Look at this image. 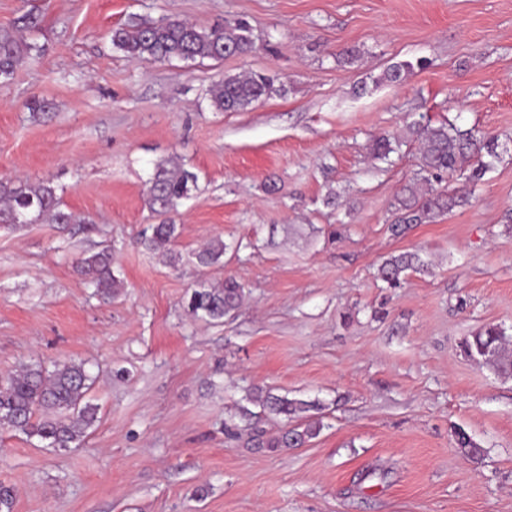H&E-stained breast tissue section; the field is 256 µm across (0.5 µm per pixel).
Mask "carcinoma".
<instances>
[{"label": "carcinoma", "mask_w": 512, "mask_h": 512, "mask_svg": "<svg viewBox=\"0 0 512 512\" xmlns=\"http://www.w3.org/2000/svg\"><path fill=\"white\" fill-rule=\"evenodd\" d=\"M112 45L127 57L137 60L195 61L222 60L253 52L255 42L247 21L238 19L224 22L222 27L199 28L179 19L153 21L139 19L112 30ZM36 46L25 43L8 31L0 32V81L14 74L19 62L31 55ZM408 61L389 67L381 80L402 83L413 71ZM275 79L265 74L226 76L212 84L208 95L212 106L220 112H243L269 97L276 88ZM424 141L419 158L420 182L406 185L396 199L395 217L391 231L400 235L411 224H425L463 206L467 197L456 191H437L432 182L443 175L459 176L476 184L494 169L500 158L497 139L474 130L424 125L417 130ZM198 175L185 168L175 158H167L155 165L149 181L146 202L151 212L165 217L175 211L179 202L197 188ZM90 224L92 220L79 217L62 208L57 189L50 182L0 183V224ZM177 237V224L165 218L150 225V233L140 238L146 249L159 252L169 262L180 260L172 245ZM224 255V242L217 239L196 254L199 265L209 266ZM424 268V261L416 253H401L385 260L379 269L381 279L390 288L401 285L402 276L410 269ZM79 270L85 279L104 298L112 297L118 281L112 273V251L105 247L79 261ZM243 297L240 284L228 278L212 286L201 283L188 302V310L195 317L220 321L235 310ZM505 331L495 325L487 326L462 342L466 356L486 363L504 350ZM94 385L81 362L55 363L52 368L41 364L28 365L19 373L0 378V429L17 431L28 438L48 442L53 448H69L85 439L98 421L97 408L87 396ZM254 403L285 416L298 417L309 411L310 404L290 400L257 389L251 394ZM320 431L317 423L294 426L277 436L263 439L252 437L259 448L297 447L314 438ZM456 444L468 457H475L481 449L463 430L456 431Z\"/></svg>", "instance_id": "1"}]
</instances>
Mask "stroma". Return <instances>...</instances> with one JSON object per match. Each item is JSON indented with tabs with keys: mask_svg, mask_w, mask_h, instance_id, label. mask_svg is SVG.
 Listing matches in <instances>:
<instances>
[{
	"mask_svg": "<svg viewBox=\"0 0 512 512\" xmlns=\"http://www.w3.org/2000/svg\"><path fill=\"white\" fill-rule=\"evenodd\" d=\"M135 18H243L256 48L137 62L110 37ZM0 30L39 49L0 82V181L52 182L83 218L0 226V375L82 361L99 407L77 448L0 430L12 512H512V375L461 350L488 325L512 336V0H0ZM404 61L403 84L382 81ZM241 72L285 90L216 111L209 87ZM443 122L497 136L500 159L477 189L441 182L469 204L393 236L416 130ZM387 134L385 162L370 145ZM168 157L198 175L175 266L139 244ZM217 238L223 257L199 266ZM107 244L109 299L76 271ZM406 251L429 272L387 287L379 266ZM229 276L235 311L187 312ZM257 388L310 402L318 436L253 447L287 425Z\"/></svg>",
	"mask_w": 512,
	"mask_h": 512,
	"instance_id": "stroma-1",
	"label": "stroma"
}]
</instances>
